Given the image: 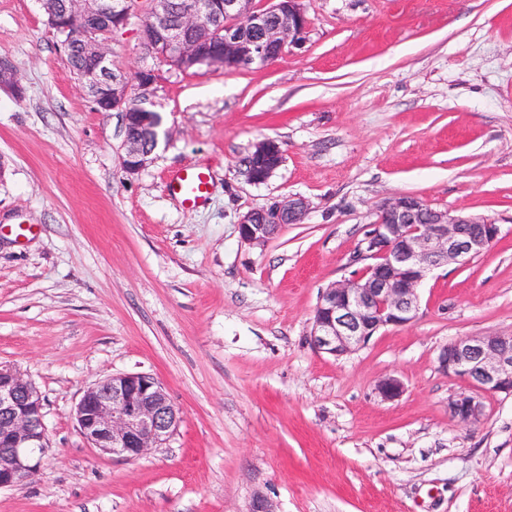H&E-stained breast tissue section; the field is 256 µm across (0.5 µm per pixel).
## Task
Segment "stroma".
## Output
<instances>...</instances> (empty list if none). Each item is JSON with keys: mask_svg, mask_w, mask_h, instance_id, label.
Listing matches in <instances>:
<instances>
[{"mask_svg": "<svg viewBox=\"0 0 512 512\" xmlns=\"http://www.w3.org/2000/svg\"><path fill=\"white\" fill-rule=\"evenodd\" d=\"M304 7L302 49L189 73L147 54L132 14L112 64L158 70L170 138L130 176L122 114L95 110L39 0H0V57L22 88L0 94V364L40 391L48 438L0 512H512V396L481 395L480 421L461 424L448 402L474 389L437 362L458 338L512 335V0ZM265 138L284 159L254 185L238 167ZM191 163L211 189L188 211L165 182ZM394 194L501 233L430 274L412 323L318 353L319 293ZM290 195L311 204L302 223L240 239L242 214ZM117 373L154 376L180 410L136 460L87 448L72 417ZM386 376L399 399L379 397Z\"/></svg>", "mask_w": 512, "mask_h": 512, "instance_id": "stroma-1", "label": "stroma"}]
</instances>
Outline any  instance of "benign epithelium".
Masks as SVG:
<instances>
[{
  "mask_svg": "<svg viewBox=\"0 0 512 512\" xmlns=\"http://www.w3.org/2000/svg\"><path fill=\"white\" fill-rule=\"evenodd\" d=\"M53 30H66V21H80V44L89 62L78 82L95 108L120 112L124 124L135 125L140 138H126L123 168L135 175L154 160L163 129L156 110L159 79L153 69L137 72L136 84L112 67L108 42L125 26L140 0H39ZM147 22L141 43L154 58L188 72L201 67L248 70L278 60L306 40L311 19L302 0H272L270 7L253 8L252 0H209L203 8L184 5L174 17V0H146ZM224 20V26L216 21ZM204 30L213 38L204 52L186 36ZM21 93L17 72L0 58V92ZM138 111L130 110L131 96ZM283 151L273 140H263L243 162L247 182L263 184L282 165ZM309 209L302 196H290L243 214L240 238L262 245L282 226L300 223ZM501 227L481 216L429 206L416 195L398 194L379 206L378 218L359 244L351 264H363L357 273L320 293L314 310L311 344L322 354L339 358L366 345L380 330L413 322L420 310L418 289L427 274L440 266H463L483 253L500 235ZM439 368L471 383L477 392L512 395V336H464L442 348ZM388 401L402 396L404 385L387 377L377 385ZM449 414L471 425L482 416L476 395H460L448 402ZM44 402L36 386L16 369L0 366V489L21 485L35 475L40 452L47 448ZM74 418L89 448L126 459L139 458L168 443L181 422L179 409L166 386L143 373L113 374L86 387Z\"/></svg>",
  "mask_w": 512,
  "mask_h": 512,
  "instance_id": "obj_1",
  "label": "benign epithelium"
}]
</instances>
